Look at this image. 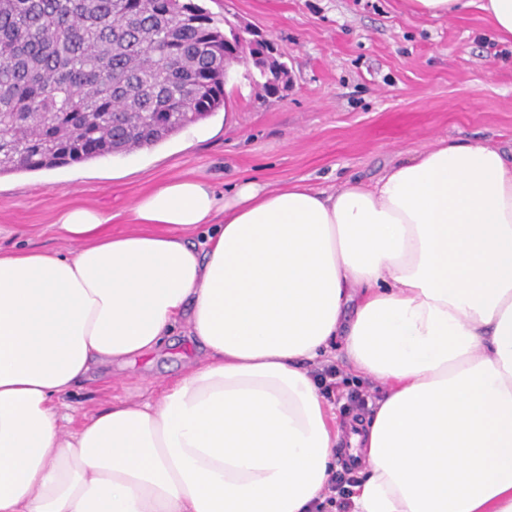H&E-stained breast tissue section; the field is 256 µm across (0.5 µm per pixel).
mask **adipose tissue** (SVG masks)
Wrapping results in <instances>:
<instances>
[{
	"label": "adipose tissue",
	"mask_w": 512,
	"mask_h": 512,
	"mask_svg": "<svg viewBox=\"0 0 512 512\" xmlns=\"http://www.w3.org/2000/svg\"><path fill=\"white\" fill-rule=\"evenodd\" d=\"M410 3L478 6L512 38V0ZM132 212L116 232L64 210L68 254L0 249V512H313L344 440L352 512H512V160L497 146L443 139L330 193L170 180ZM181 324L203 356L155 403L61 430L62 395ZM336 344L383 391L346 438L305 368Z\"/></svg>",
	"instance_id": "adipose-tissue-1"
}]
</instances>
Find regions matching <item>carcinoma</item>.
Wrapping results in <instances>:
<instances>
[{
	"mask_svg": "<svg viewBox=\"0 0 512 512\" xmlns=\"http://www.w3.org/2000/svg\"><path fill=\"white\" fill-rule=\"evenodd\" d=\"M249 42L195 0H0V174L166 141L224 107ZM254 66L277 94L287 64Z\"/></svg>",
	"mask_w": 512,
	"mask_h": 512,
	"instance_id": "obj_1",
	"label": "carcinoma"
}]
</instances>
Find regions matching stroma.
Masks as SVG:
<instances>
[{
  "label": "stroma",
  "mask_w": 512,
  "mask_h": 512,
  "mask_svg": "<svg viewBox=\"0 0 512 512\" xmlns=\"http://www.w3.org/2000/svg\"><path fill=\"white\" fill-rule=\"evenodd\" d=\"M215 23L274 40L291 75L265 95L253 64L229 71V111L124 156L0 175V245L69 251L53 224L84 205L135 227L132 206L159 184L197 179L219 193L252 179L333 191L372 182L439 140L478 139L512 154V41L477 8L425 17L407 0H200ZM199 349L176 330L132 367L101 365L62 400L68 430L112 402L152 403Z\"/></svg>",
  "instance_id": "35a3bbf8"
}]
</instances>
